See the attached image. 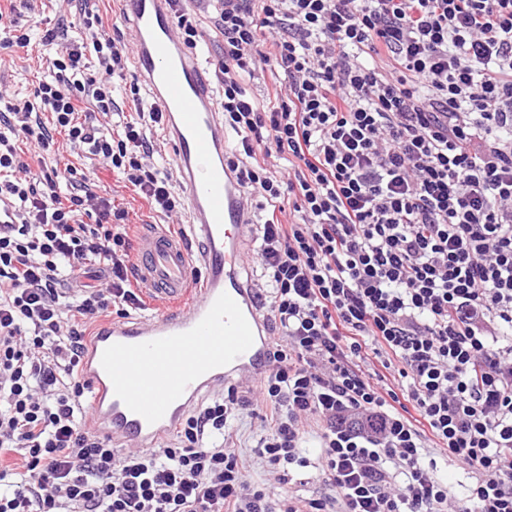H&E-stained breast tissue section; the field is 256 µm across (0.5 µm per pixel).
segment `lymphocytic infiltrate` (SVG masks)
Listing matches in <instances>:
<instances>
[{
  "instance_id": "1",
  "label": "lymphocytic infiltrate",
  "mask_w": 512,
  "mask_h": 512,
  "mask_svg": "<svg viewBox=\"0 0 512 512\" xmlns=\"http://www.w3.org/2000/svg\"><path fill=\"white\" fill-rule=\"evenodd\" d=\"M208 2L228 165L267 212L250 290L280 337L255 388L194 404L171 445L88 428L85 325L141 301L127 213L29 161L85 152L156 211L182 203L154 162L162 113L112 98H140L125 45L90 11L82 40L43 30L52 77L20 102L0 89V512H512V0ZM265 73L263 107L247 82ZM243 414L264 424L265 487L226 444ZM444 464L471 471L464 496ZM308 467L329 493L283 495Z\"/></svg>"
}]
</instances>
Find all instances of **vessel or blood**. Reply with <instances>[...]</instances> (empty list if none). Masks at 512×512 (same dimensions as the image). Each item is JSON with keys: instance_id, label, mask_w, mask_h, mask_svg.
Returning a JSON list of instances; mask_svg holds the SVG:
<instances>
[{"instance_id": "1", "label": "vessel or blood", "mask_w": 512, "mask_h": 512, "mask_svg": "<svg viewBox=\"0 0 512 512\" xmlns=\"http://www.w3.org/2000/svg\"><path fill=\"white\" fill-rule=\"evenodd\" d=\"M121 2L133 26L134 69L175 146L187 222L181 234L154 228L140 242L136 276L168 309L101 322L82 369L96 432L155 448L204 391L261 371L268 340L241 280L249 217L202 54L179 41L168 0Z\"/></svg>"}]
</instances>
